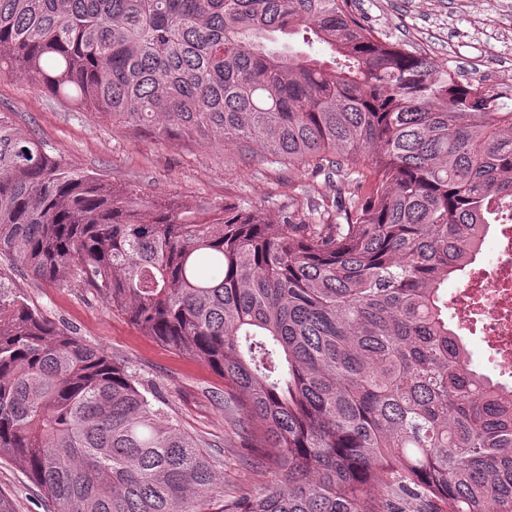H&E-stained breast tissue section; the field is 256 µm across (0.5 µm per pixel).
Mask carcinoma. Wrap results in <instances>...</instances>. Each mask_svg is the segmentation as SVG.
Returning a JSON list of instances; mask_svg holds the SVG:
<instances>
[{"label": "carcinoma", "instance_id": "1", "mask_svg": "<svg viewBox=\"0 0 512 512\" xmlns=\"http://www.w3.org/2000/svg\"><path fill=\"white\" fill-rule=\"evenodd\" d=\"M4 72L342 177L332 204L276 220L196 209L74 170L0 113V257L220 373L271 475L217 480L135 372L0 280V458L58 512H512V385L448 322V281L512 223L503 94L377 37L349 0H0Z\"/></svg>", "mask_w": 512, "mask_h": 512}]
</instances>
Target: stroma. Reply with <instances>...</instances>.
<instances>
[{
  "label": "stroma",
  "mask_w": 512,
  "mask_h": 512,
  "mask_svg": "<svg viewBox=\"0 0 512 512\" xmlns=\"http://www.w3.org/2000/svg\"><path fill=\"white\" fill-rule=\"evenodd\" d=\"M352 9L380 37L403 41L464 77L512 74V0H353ZM0 112L72 167L157 199L177 196L196 208L246 200L275 218L287 207H305L308 199L329 202L336 196L335 181L243 160L228 140L172 141L112 121L37 89L19 72L0 76ZM0 277L56 323L128 362L165 411L210 442L224 483L249 489L263 482V473L239 460L240 439L224 413V379L217 372L142 334L103 295L60 288L19 267L1 270ZM0 493L13 500L15 512H56L20 462L0 459Z\"/></svg>",
  "instance_id": "stroma-1"
}]
</instances>
